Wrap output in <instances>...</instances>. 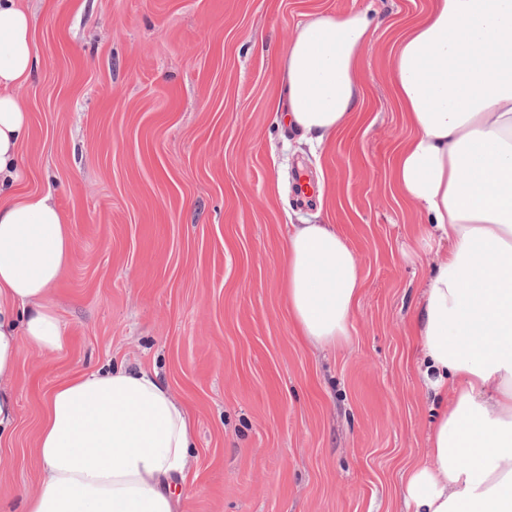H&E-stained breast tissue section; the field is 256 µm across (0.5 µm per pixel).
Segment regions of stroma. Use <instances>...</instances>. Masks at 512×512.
I'll list each match as a JSON object with an SVG mask.
<instances>
[{
    "mask_svg": "<svg viewBox=\"0 0 512 512\" xmlns=\"http://www.w3.org/2000/svg\"><path fill=\"white\" fill-rule=\"evenodd\" d=\"M40 66L19 187L52 191L74 260L50 300L69 342L23 348L0 440V512L41 481L57 385L114 363L158 373L192 419L180 512H406L431 400L410 334L448 253L391 182L410 129L391 51L434 0H24ZM368 12L363 110L320 147L281 124L284 51L314 13ZM316 186L300 195L299 176ZM348 239L365 287L348 342L295 335L281 271L293 225Z\"/></svg>",
    "mask_w": 512,
    "mask_h": 512,
    "instance_id": "35a3bbf8",
    "label": "stroma"
}]
</instances>
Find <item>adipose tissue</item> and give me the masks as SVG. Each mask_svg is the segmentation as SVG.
I'll return each mask as SVG.
<instances>
[{
    "label": "adipose tissue",
    "instance_id": "adipose-tissue-1",
    "mask_svg": "<svg viewBox=\"0 0 512 512\" xmlns=\"http://www.w3.org/2000/svg\"><path fill=\"white\" fill-rule=\"evenodd\" d=\"M373 33L363 12L317 13L297 29L282 62L284 119L303 139L349 126ZM38 65L29 11L0 0V432L15 419L5 385L21 348L68 343L49 294L73 262L70 227L52 192L18 189L30 118L16 91ZM390 83L412 128L392 182L448 243L413 323L439 406L426 457L403 476L407 512H512V0H435L396 42ZM285 253L299 336L347 340L364 288L347 238L299 224ZM194 443L155 373L119 364L76 376L46 402L41 485L24 512H179Z\"/></svg>",
    "mask_w": 512,
    "mask_h": 512
}]
</instances>
